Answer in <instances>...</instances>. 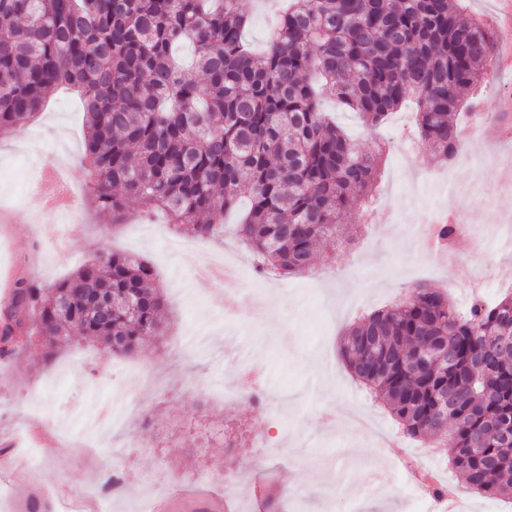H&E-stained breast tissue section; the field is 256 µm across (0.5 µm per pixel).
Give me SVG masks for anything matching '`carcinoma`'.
<instances>
[{"label": "carcinoma", "mask_w": 512, "mask_h": 512, "mask_svg": "<svg viewBox=\"0 0 512 512\" xmlns=\"http://www.w3.org/2000/svg\"><path fill=\"white\" fill-rule=\"evenodd\" d=\"M237 0H0V135L32 121L61 86L82 96L90 202L126 216L162 210L201 240L222 230L241 197L239 235L255 269H312L319 243L363 211L384 152L363 153L321 99L373 129L407 100L418 104L420 149L455 159L451 115L490 78L495 33L459 0H291L268 49L246 38ZM193 47L191 64L173 56ZM143 258L106 251L45 287L24 277L0 341L33 324L46 358L77 332L114 356L163 334L166 303ZM512 294L459 307L439 288L352 325L341 354L385 403L403 434L455 445L451 468L487 498H512ZM445 352L444 362L419 359Z\"/></svg>", "instance_id": "obj_1"}]
</instances>
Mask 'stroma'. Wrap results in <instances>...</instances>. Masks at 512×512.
<instances>
[{
  "label": "stroma",
  "instance_id": "35a3bbf8",
  "mask_svg": "<svg viewBox=\"0 0 512 512\" xmlns=\"http://www.w3.org/2000/svg\"><path fill=\"white\" fill-rule=\"evenodd\" d=\"M463 4L497 36L491 77L471 94L475 112L506 126V133L478 129L471 154L455 161L460 185L451 190L436 181L445 163L423 151L406 162L396 141L399 127L414 128V105L370 134L356 114L326 99L325 111L358 148L371 151L381 137L392 149L381 167L372 218L349 214L340 245L319 249L308 275L258 277L260 297L280 304L281 340L267 317L225 319L217 283L193 273L214 255L247 262L231 230L235 215L224 218L223 240L203 241L172 230L163 214L142 216L133 202L118 227L89 205L85 118L76 95L57 94L32 122L0 136V213L11 218L0 223V268L50 285L101 251L127 252L153 264L167 296L164 337L136 355L115 357L75 336L49 363L36 343L17 357L0 358V434L12 438L9 454L24 459L42 449L35 475L61 495L94 487L105 464L118 465L125 480L112 512H149L174 486L223 491L228 480L236 485L224 497L228 512H295L301 496L308 512H433L431 500L411 496L395 450L407 449L418 465L444 473L451 442L431 451L403 436L387 408L353 380L340 342L353 322L407 297L420 282L455 299L464 291L489 299L512 291V246L502 232L512 221V177L502 162L512 154V65L502 62L512 22L500 14L498 0ZM59 158L68 163L65 177L81 229L55 248L51 215L34 222L26 200L29 180ZM440 201L484 240L483 264L465 250L441 255L439 243L419 236ZM252 362L267 374L269 397L260 404L237 392L235 374ZM104 403L121 420L106 436L93 426ZM344 407L365 416L375 433L353 422L325 421L327 412ZM381 477L391 480L387 490L374 488Z\"/></svg>",
  "mask_w": 512,
  "mask_h": 512
}]
</instances>
